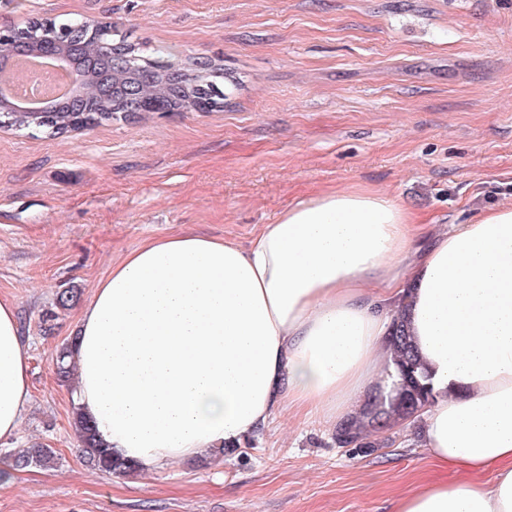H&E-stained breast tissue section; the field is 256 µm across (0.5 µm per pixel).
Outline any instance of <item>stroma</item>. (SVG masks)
<instances>
[{
	"instance_id": "stroma-1",
	"label": "stroma",
	"mask_w": 512,
	"mask_h": 512,
	"mask_svg": "<svg viewBox=\"0 0 512 512\" xmlns=\"http://www.w3.org/2000/svg\"><path fill=\"white\" fill-rule=\"evenodd\" d=\"M111 23L174 58L222 60L213 112H142L79 134L0 127V298L18 307L31 398L0 440V512H392L421 483L487 481L421 448L422 421L338 446L284 418L223 455L107 476L80 457L56 354L114 260L148 238L248 245L289 206L365 188L434 230L512 205V0H0V27ZM72 288L78 300L56 306ZM48 468L15 470L32 443ZM56 457L53 448L44 446H32L11 455V466L15 469L34 467H49Z\"/></svg>"
}]
</instances>
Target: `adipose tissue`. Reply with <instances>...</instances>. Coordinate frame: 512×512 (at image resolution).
Here are the masks:
<instances>
[{
    "mask_svg": "<svg viewBox=\"0 0 512 512\" xmlns=\"http://www.w3.org/2000/svg\"><path fill=\"white\" fill-rule=\"evenodd\" d=\"M422 228L351 188L289 207L245 248L144 241L80 312L74 407L146 474L292 412L339 422L396 384L387 336L402 315L436 393L424 448L492 478L417 485L393 512H512V206L425 242ZM30 395L18 309L0 299V439Z\"/></svg>",
    "mask_w": 512,
    "mask_h": 512,
    "instance_id": "obj_1",
    "label": "adipose tissue"
}]
</instances>
